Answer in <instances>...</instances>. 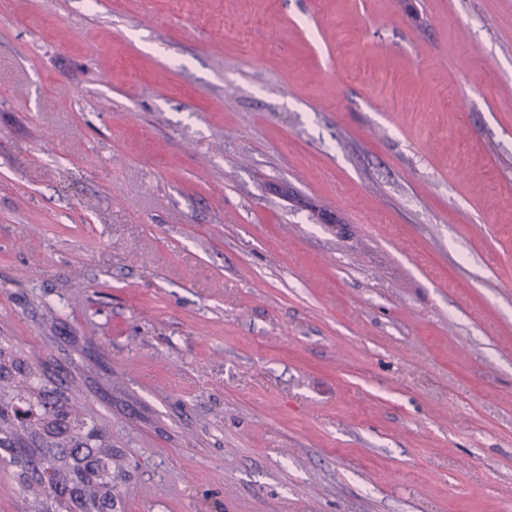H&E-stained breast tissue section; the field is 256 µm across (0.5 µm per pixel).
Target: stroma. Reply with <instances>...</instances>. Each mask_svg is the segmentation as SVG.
<instances>
[{
	"instance_id": "35a3bbf8",
	"label": "stroma",
	"mask_w": 512,
	"mask_h": 512,
	"mask_svg": "<svg viewBox=\"0 0 512 512\" xmlns=\"http://www.w3.org/2000/svg\"><path fill=\"white\" fill-rule=\"evenodd\" d=\"M0 336L112 512H512V0H0Z\"/></svg>"
}]
</instances>
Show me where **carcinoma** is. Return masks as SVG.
Segmentation results:
<instances>
[{
  "instance_id": "1",
  "label": "carcinoma",
  "mask_w": 512,
  "mask_h": 512,
  "mask_svg": "<svg viewBox=\"0 0 512 512\" xmlns=\"http://www.w3.org/2000/svg\"><path fill=\"white\" fill-rule=\"evenodd\" d=\"M0 460L19 467L38 512L112 507V439L74 393L48 387L39 363L0 338Z\"/></svg>"
}]
</instances>
